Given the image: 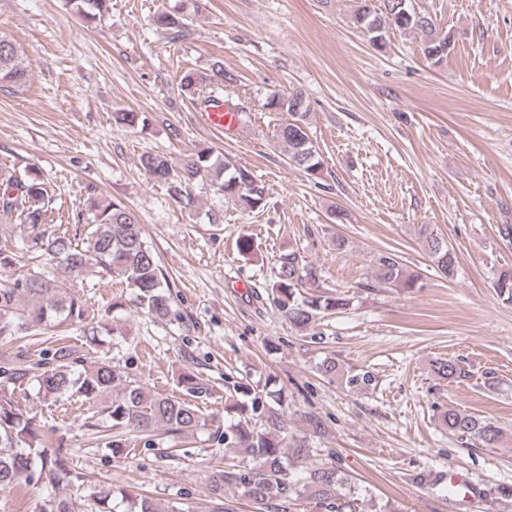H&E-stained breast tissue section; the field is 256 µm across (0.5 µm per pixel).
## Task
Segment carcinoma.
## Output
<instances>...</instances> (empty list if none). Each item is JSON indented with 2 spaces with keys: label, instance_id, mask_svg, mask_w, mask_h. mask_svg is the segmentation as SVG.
Segmentation results:
<instances>
[{
  "label": "carcinoma",
  "instance_id": "cac0c4a2",
  "mask_svg": "<svg viewBox=\"0 0 512 512\" xmlns=\"http://www.w3.org/2000/svg\"><path fill=\"white\" fill-rule=\"evenodd\" d=\"M199 0H178L172 8L153 17L155 26L174 36L187 32L199 12ZM69 5L84 20L99 19L109 10L110 0H69ZM354 18L368 36L370 44L381 51L387 46L391 31H412L419 35L422 52L434 65L440 64L448 53V34L439 31L430 15L415 11L411 0H358ZM211 94L236 81L224 71L223 62L212 64ZM29 80L26 58L20 47L0 34V87L22 89ZM182 92L193 97L203 92L201 79L191 70L180 78ZM263 108L280 112L287 119L274 126L273 140L288 163L303 171L307 178L320 184L324 174L322 157L310 132L311 105L300 91L288 94H269ZM112 121L128 128H146L148 117L143 112L121 110L112 113ZM141 167L155 181L173 185L184 208L194 206V198L183 192L182 186L207 180L224 199L251 211L265 207L268 196L265 185L244 167L229 168L223 160L212 158L207 150L197 152L196 158L177 169L163 155L145 154L139 159ZM55 204L42 175L35 169L24 173L0 171V224H17L23 228V249L42 259L45 270L27 273L22 278L0 280V339L23 333L45 334L53 329L76 326L87 341L100 342L108 332L114 314L124 307L123 296H115L102 311L87 304L80 292L72 289L68 278L95 269L102 280L118 278L133 295L141 311L157 321L166 320L171 312V284L155 252L144 241L137 212L119 199L100 201L95 195L87 197L83 209L76 213V223L85 225L84 236L66 232L48 234L44 229L48 214ZM425 247L436 270L448 280L457 276L458 258L447 240L422 230ZM377 279L382 284L412 288L417 278L406 273L400 257L391 252L379 254ZM319 280L317 268L297 251L282 253L276 260L269 285L272 300L290 325L299 331L307 330L320 316L334 313L348 305L341 294H310L303 296L302 288H313ZM497 294L512 302V269L500 272L494 282ZM79 358L65 345L54 348L51 362L32 372L38 398L59 402L78 397L100 405L96 414L100 421L91 423L106 432V449L118 459H130L135 448L122 439L123 431L132 430L151 445L150 437L161 430L175 437L193 432L205 425L199 406L175 400L163 393L148 389L130 378L111 362L102 360L90 366L77 367ZM441 379L465 376L460 365L450 359H438L432 364ZM17 371L0 366V488L13 485L27 474L39 473L44 484L54 493L53 505L40 512H70L67 493L71 470L62 454L49 448L43 425L36 417L22 412L8 384L16 379ZM375 381L371 372L348 374L345 383L358 390L367 389ZM179 385L186 391L205 394L208 384L202 375L193 371L179 374ZM262 397L255 395L251 404L238 399L237 394H225L224 412L236 416V422L224 431V446L239 448L256 461L245 468L227 462L212 477L211 490L224 494V488H241L256 512H280L282 504L297 492L296 482L290 479L288 462L305 457L309 448L305 440L288 437L282 414L262 409ZM442 424L448 432L461 439L478 437L488 448L497 447L501 429L494 423L450 408L442 414ZM288 447H283V441ZM343 482L338 470L317 467L304 478L303 487L318 499L324 512H355L353 501L343 500L337 487ZM91 512H182L171 505L165 509L145 495H132L111 485L94 489L89 494Z\"/></svg>",
  "mask_w": 512,
  "mask_h": 512
}]
</instances>
